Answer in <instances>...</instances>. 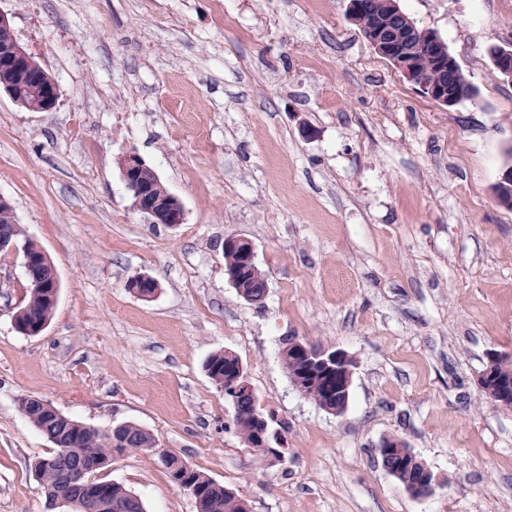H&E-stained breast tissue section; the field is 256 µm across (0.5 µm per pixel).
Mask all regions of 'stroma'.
I'll return each mask as SVG.
<instances>
[{"label":"stroma","mask_w":512,"mask_h":512,"mask_svg":"<svg viewBox=\"0 0 512 512\" xmlns=\"http://www.w3.org/2000/svg\"><path fill=\"white\" fill-rule=\"evenodd\" d=\"M476 89L446 108L363 38L347 0H0L59 85L50 112L0 97V195L60 281L36 335L13 322L21 253H0V512H48L30 464L54 452L20 396L107 429L131 421L252 512H512V411L477 379L512 352V0H399ZM312 136H304L303 128ZM140 154L184 207L132 208L118 161ZM249 237L262 303L224 277ZM146 273L152 300L126 283ZM295 338L357 362L335 416L291 385ZM230 351L286 448L269 464L234 429L203 365ZM403 439L438 479L411 496L379 445ZM146 512H196L155 454L101 472Z\"/></svg>","instance_id":"1"}]
</instances>
